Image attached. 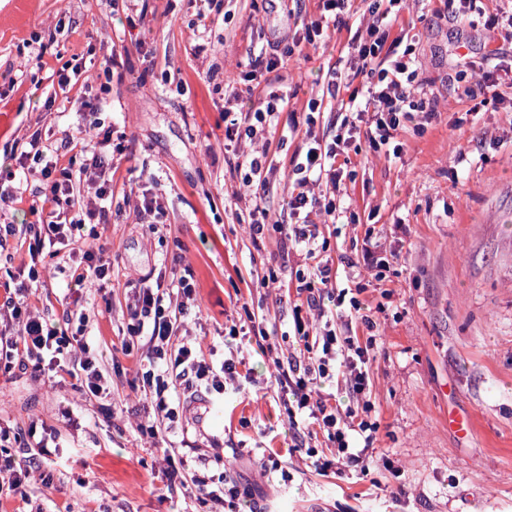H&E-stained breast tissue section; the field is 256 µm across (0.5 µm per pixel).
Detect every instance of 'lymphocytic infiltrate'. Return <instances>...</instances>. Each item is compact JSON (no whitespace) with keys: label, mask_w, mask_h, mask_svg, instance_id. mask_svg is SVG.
Here are the masks:
<instances>
[{"label":"lymphocytic infiltrate","mask_w":512,"mask_h":512,"mask_svg":"<svg viewBox=\"0 0 512 512\" xmlns=\"http://www.w3.org/2000/svg\"><path fill=\"white\" fill-rule=\"evenodd\" d=\"M352 7V0H322L320 19L303 25L292 36L282 37L284 53L294 46L315 43L329 35L330 24L339 20ZM404 0H371L368 13L372 18L366 27L357 28L349 43L345 60L346 78H364L367 89L364 100L352 102L336 127L333 137L317 135L316 115L324 99L338 98L341 81H328L324 98L308 103L305 118V143L293 160L291 187L288 194V223L278 230L285 241L299 246L305 253L304 268L291 272L289 286L303 296L308 316H295L296 345L285 358L276 359L281 403L292 429L295 447L311 443L315 434H322L329 454L313 460V467L328 470L366 471L373 460L377 427L369 419L373 404L369 399V346L359 336V329L374 330L375 322L364 314V304L351 296L349 288L333 286V268L325 256V245L319 244L320 231L316 216L335 224L342 211L336 205V193L346 178L347 153L357 140H365L373 152L391 148L400 154L395 140L406 123L417 114L433 118L434 106L422 96L420 79L411 50L402 46V36L392 30ZM278 123L277 105L237 110L233 99L224 101V138L233 142L242 138L260 141L261 147L246 154L241 162L245 170V185L263 188L275 173L269 137ZM122 144L103 136L90 148L78 168L60 167L56 155L42 146L41 130H34L28 147L18 157L19 165L36 164L40 168L41 187L31 205L41 223L26 225L28 234V280L16 288L13 296L0 303V372L9 373L27 362H49L55 373H65L75 380L86 395L108 396L106 373L85 339L69 334L67 326L73 320V310H64L62 320L48 323L35 313L30 304V283L39 281L44 264L45 244L69 247L75 244L83 227L102 224L112 201V179L107 175L106 159L122 152ZM91 186L93 198L68 214L60 211L62 199L73 195L80 185ZM15 225H0V240L16 236ZM112 257L104 249L88 248L74 267L71 279L75 286L85 282L97 285L106 293L111 285ZM196 297V284L191 266H184L176 291L165 288L162 279L141 278L127 299L129 322L121 342L124 355L138 362L139 388L150 402L155 416L151 424H138V432L156 442H169L174 425L191 406L182 401V394L205 391L218 398L226 390L242 393L250 381L241 372L238 360L224 359L214 365L201 356L194 343L182 339L181 319ZM336 379L344 384L351 402L343 406L323 395L321 382ZM18 439L13 427L0 426V489L15 492L29 479L28 470L18 468L5 444ZM21 440V439H18ZM23 447L38 454L49 452V440L36 428H28Z\"/></svg>","instance_id":"obj_1"}]
</instances>
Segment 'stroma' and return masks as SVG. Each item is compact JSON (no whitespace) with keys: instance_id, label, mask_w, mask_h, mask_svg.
Masks as SVG:
<instances>
[{"instance_id":"obj_1","label":"stroma","mask_w":512,"mask_h":512,"mask_svg":"<svg viewBox=\"0 0 512 512\" xmlns=\"http://www.w3.org/2000/svg\"><path fill=\"white\" fill-rule=\"evenodd\" d=\"M510 11L512 0H485L483 15L464 20L443 0H409L400 25L437 114L424 131L400 132V157L350 153L353 177L339 198L358 221L321 227L338 285L366 243L391 266L389 280L377 281L370 269L356 280L377 323L368 367L378 459L366 473L339 477L316 474L306 449L292 447L277 398L275 359L292 345L286 331L296 303L284 283L304 259L273 228L253 246L246 225L257 202L269 223H288L306 103L338 68L351 30L367 14L365 0H355L330 38L300 44L271 73L260 45L279 40L289 25L319 19L318 0H220L200 54L194 0H0V224L36 222L30 207L41 177L9 178L12 151L38 128L55 148L80 138L72 100L95 107L102 130L126 146L112 161L109 221L79 241L111 254L109 300L71 288L70 261L55 258L34 295L36 311L49 320L76 306L92 353L120 364L108 377L112 410L31 364L0 374V423L33 424L64 442L46 459L16 449L21 465L51 471L53 484L29 483L25 496L0 504L8 512H210L195 489L170 487L163 445L137 432L149 411L120 347L132 283L157 270L179 276L188 264L197 302L185 318L187 338L216 364L235 350L252 381L244 395L226 393L223 419L183 417L174 446L186 480L200 477L213 488L228 476L251 483L258 512H512V72H499L482 104L462 94L488 50L487 15ZM51 35L56 41L42 64L30 63L33 38ZM108 61L109 81L98 75ZM77 63L86 76L68 96H55L54 73ZM240 70L260 85L282 84L288 95L279 116L288 138L262 193L243 186L236 167L252 143L224 142L225 94L235 91L247 107L256 101L247 83H234ZM50 96L56 104L48 111ZM152 175L162 212L148 226L135 204ZM236 190L241 199L233 198ZM370 222L376 230L368 242ZM26 249L19 237L0 243V302L20 283ZM271 272L278 284L261 286L259 277ZM250 311L277 329L268 351L257 346ZM232 323L239 334L228 341L224 328ZM63 405L71 420L60 417ZM452 413L471 419L468 434L449 426ZM270 457L280 468L263 472Z\"/></svg>"}]
</instances>
